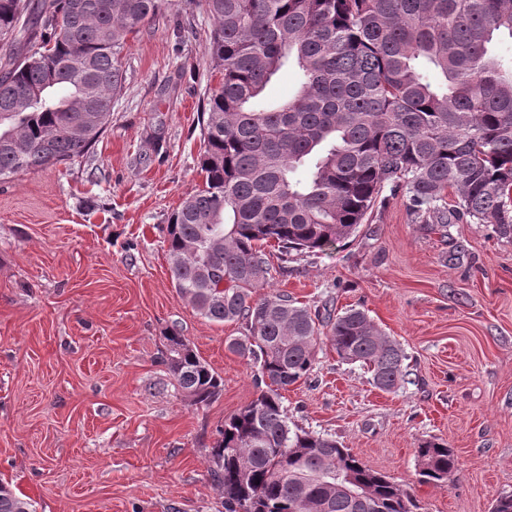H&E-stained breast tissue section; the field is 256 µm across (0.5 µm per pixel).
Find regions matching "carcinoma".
Listing matches in <instances>:
<instances>
[{
	"instance_id": "obj_1",
	"label": "carcinoma",
	"mask_w": 512,
	"mask_h": 512,
	"mask_svg": "<svg viewBox=\"0 0 512 512\" xmlns=\"http://www.w3.org/2000/svg\"><path fill=\"white\" fill-rule=\"evenodd\" d=\"M209 53L222 73L203 105L201 187L167 228L181 298L250 358L259 394L224 419L210 475L224 512H354L327 476L371 490L368 512H412L411 495L336 439L291 426L282 392L309 379L329 345L368 366L372 384L409 375L401 346L359 308L313 310L271 289L273 265L356 235L383 193L401 188L420 224H490L512 240V0H205ZM171 0H0V183L86 156L125 78L128 36ZM295 96L263 98L286 67ZM434 70L439 82L426 80ZM162 362L178 390L209 405L224 380L178 332ZM419 481L458 466L447 443L417 448ZM0 512H36L0 480Z\"/></svg>"
}]
</instances>
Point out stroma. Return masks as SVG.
<instances>
[{
    "instance_id": "1",
    "label": "stroma",
    "mask_w": 512,
    "mask_h": 512,
    "mask_svg": "<svg viewBox=\"0 0 512 512\" xmlns=\"http://www.w3.org/2000/svg\"><path fill=\"white\" fill-rule=\"evenodd\" d=\"M213 26L201 0H174L130 36L90 156L0 183V480L37 512H224L216 430L259 390L226 346L241 324L181 299L167 258L169 218L202 183ZM273 283L313 308L365 309L411 371L383 392L320 346L309 381L283 395L290 422L407 488L415 512H492L512 493V242L489 224L415 223L405 192L388 191L356 237ZM173 330L224 380L209 406L160 361ZM431 438L459 457L442 487L418 481Z\"/></svg>"
}]
</instances>
